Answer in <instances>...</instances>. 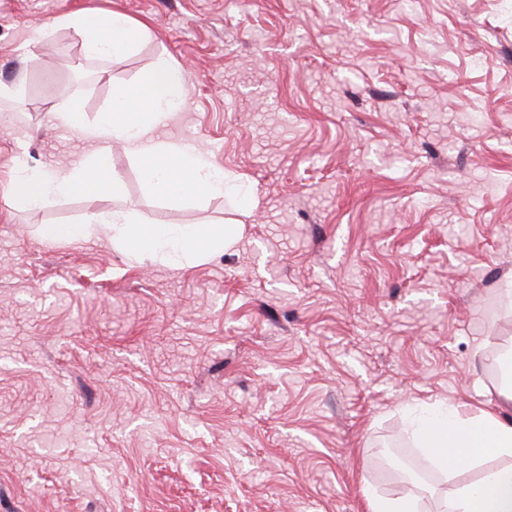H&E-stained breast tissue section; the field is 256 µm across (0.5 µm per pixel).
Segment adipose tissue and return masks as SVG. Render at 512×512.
I'll return each mask as SVG.
<instances>
[{
	"label": "adipose tissue",
	"mask_w": 512,
	"mask_h": 512,
	"mask_svg": "<svg viewBox=\"0 0 512 512\" xmlns=\"http://www.w3.org/2000/svg\"><path fill=\"white\" fill-rule=\"evenodd\" d=\"M67 26L84 37L86 58L113 60L133 52L145 36L144 27L120 13L87 9L66 18ZM185 79L167 61H159L133 86L114 90L109 108L87 121L79 100H72L58 121L90 142L79 161L47 171L19 162L9 187L21 206H36L53 196L114 197L122 184L112 172L113 145H121L139 164L141 179L154 196L179 202L223 193L224 179L205 153L194 145L159 138L164 125L183 102ZM102 226L115 247L134 257L184 265L223 250L234 241L231 232L204 224L143 225L121 212H99L90 224H54L43 230L50 239H76L90 225ZM413 434L420 448L439 465L449 460L477 461L486 456L512 459V417L483 410L468 415L458 407L438 410L415 420ZM448 512H512V466L487 470L479 483L453 492Z\"/></svg>",
	"instance_id": "adipose-tissue-1"
}]
</instances>
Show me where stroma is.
Listing matches in <instances>:
<instances>
[{
	"label": "stroma",
	"mask_w": 512,
	"mask_h": 512,
	"mask_svg": "<svg viewBox=\"0 0 512 512\" xmlns=\"http://www.w3.org/2000/svg\"><path fill=\"white\" fill-rule=\"evenodd\" d=\"M94 8L149 38L85 58L59 19ZM162 58L161 134L228 192L157 198L116 145L119 196L16 208V155L90 149L57 112L94 121ZM0 84V512H446L506 466H436L403 409L512 379V0H0ZM101 210L236 240L170 266L42 234ZM416 507V502L409 496L394 499L371 498V512H418Z\"/></svg>",
	"instance_id": "stroma-1"
}]
</instances>
